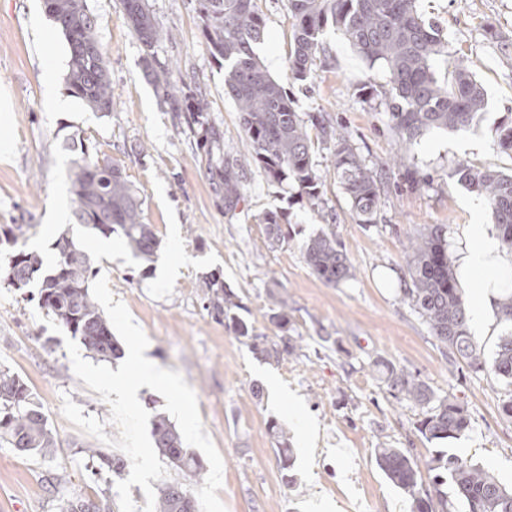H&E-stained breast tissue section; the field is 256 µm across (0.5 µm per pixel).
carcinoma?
I'll return each mask as SVG.
<instances>
[{"label": "carcinoma", "instance_id": "1", "mask_svg": "<svg viewBox=\"0 0 512 512\" xmlns=\"http://www.w3.org/2000/svg\"><path fill=\"white\" fill-rule=\"evenodd\" d=\"M203 32L214 54L224 60V94L239 112L249 159L271 183L293 184L312 206H320L321 176L313 161L311 131L332 146L331 166L348 198L358 223L372 224L380 203V182L375 172L356 153L349 140L321 116L304 119L294 109L287 92L266 70L255 53L264 38L265 19L257 0H200ZM129 25L146 49L161 36L146 0H122ZM292 23L288 74L305 81L326 66L320 34L327 24L339 28L350 46L369 64L380 65L386 75L384 99L397 136L406 150L425 132L459 130L474 123L485 108V92L468 60H458L451 81L442 84L432 63L446 53L440 31L427 22L418 0H288ZM47 15L61 30L68 46L67 89L70 94L103 116L112 113L113 89L108 63L99 42L96 21L86 0H50ZM145 72L161 89L172 111L181 110L171 93L169 69L154 65L146 54ZM211 175L224 186V199L232 203L242 194L238 173L224 165V157L208 149ZM454 175L468 190L487 202L502 244L512 251V173L460 163ZM75 223L108 237L120 235L132 256L148 264L158 258L161 241L153 226L141 216V204L122 170L108 159L85 149L67 171ZM272 210L261 218L268 243L279 247L290 232ZM31 225L14 224L3 231L5 241L16 247L4 279L14 288L38 285L41 307L64 330L80 340L102 360L121 354L90 292L95 275L91 258L72 238L61 235L55 242V265L43 269L41 258L25 250ZM448 228L433 224L415 232L405 254L408 285L403 300L428 326L431 336L476 372L490 370L498 381L512 386V294L497 302V314L506 329L498 336L492 358L472 340L469 310L462 297L454 265L448 255ZM305 264L327 285L336 286L355 277V267L335 234L321 230L300 246ZM206 309L224 317V326L246 339L251 350L264 359L281 362L297 355V338L288 334V305L281 301L272 320L284 332L277 342L253 334L252 328L233 313L235 294L224 288L221 275L210 274L201 286ZM382 379L390 395L421 410L418 432L429 442H450L471 430V418L461 403L438 397L418 377L392 365L384 366ZM269 430L278 444L282 468L294 463L285 429L275 421ZM154 448L190 480L202 481L203 460L184 446L182 436L165 416L152 422ZM23 452L52 455L59 447L41 407L27 383L9 369H0V442ZM386 477L404 491L410 512H448L451 485L463 512H512V487L494 474L454 454L440 451L420 463L402 448L384 444L374 449ZM434 472L432 487L419 486L420 466ZM63 512H108V508L77 497L66 502ZM154 512H198L196 501L184 484L166 485L159 492Z\"/></svg>", "mask_w": 512, "mask_h": 512}]
</instances>
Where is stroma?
<instances>
[{"mask_svg":"<svg viewBox=\"0 0 512 512\" xmlns=\"http://www.w3.org/2000/svg\"><path fill=\"white\" fill-rule=\"evenodd\" d=\"M169 38L155 44L157 64L168 66L179 99H206L202 122L172 111L144 72L143 45L133 35L120 0H87L108 61L115 101L102 117L78 98L64 112L49 111L44 72L52 70L68 95V49L43 0H0V226L26 224L28 250L52 260L53 245L69 233L87 250L97 275L107 277L146 333L148 357L180 372L196 393L204 430L223 458L217 495L227 512H409L406 496L384 475L374 450L386 443L428 459L439 445L416 428L418 409L394 400L379 364L416 374L437 395L463 402L472 428L449 453L478 463L512 484V420L499 412L512 395L490 372L450 361L427 326L402 300L404 248L427 224L448 227V252L458 258L466 228H493L484 200L454 176L458 163L512 170V155L497 146L512 123V56L500 50L512 37V0H419L439 28L448 52L436 58L439 82H448L466 56L487 104L470 127L434 129L393 163L396 136L381 102L386 79L369 67L334 26L321 42L328 66L303 82L288 78L292 19L287 0H258L266 26L257 47L302 116L323 115L348 136L381 180L375 223L359 224L333 175L331 151L315 142L322 204L313 208L296 187L281 189L245 160L244 135L234 102L224 94V62L202 33L198 0H147ZM212 130L224 162L244 189L234 204L208 170L204 130ZM84 141L126 175L141 201L145 223L161 241L158 261L142 274L119 235L104 237L75 224L66 178L73 142ZM281 213L292 239L273 249L260 219ZM335 234L356 277L330 286L305 264L300 244L319 231ZM220 273L238 296L235 313L254 334L277 341L271 320L288 305L290 333L300 339L293 359L268 363L204 308L200 283ZM68 334L38 302V290H18L0 278V367L18 373L41 405L59 446L55 454L21 453L0 443V512H61L83 496L119 508L116 476L89 456L88 447L119 456L62 414L64 398L99 419L118 438L110 407L77 379ZM261 397H254V387ZM288 430L295 463L286 484L268 432L270 421Z\"/></svg>","mask_w":512,"mask_h":512,"instance_id":"obj_1","label":"stroma"}]
</instances>
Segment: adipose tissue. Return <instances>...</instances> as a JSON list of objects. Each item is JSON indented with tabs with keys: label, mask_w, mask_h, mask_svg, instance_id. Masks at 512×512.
<instances>
[{
	"label": "adipose tissue",
	"mask_w": 512,
	"mask_h": 512,
	"mask_svg": "<svg viewBox=\"0 0 512 512\" xmlns=\"http://www.w3.org/2000/svg\"><path fill=\"white\" fill-rule=\"evenodd\" d=\"M500 269L501 262L495 239L484 225H469L466 245L459 261V272L475 293L472 306V324L475 328L483 327V304L491 299L495 289L501 285Z\"/></svg>",
	"instance_id": "obj_1"
}]
</instances>
